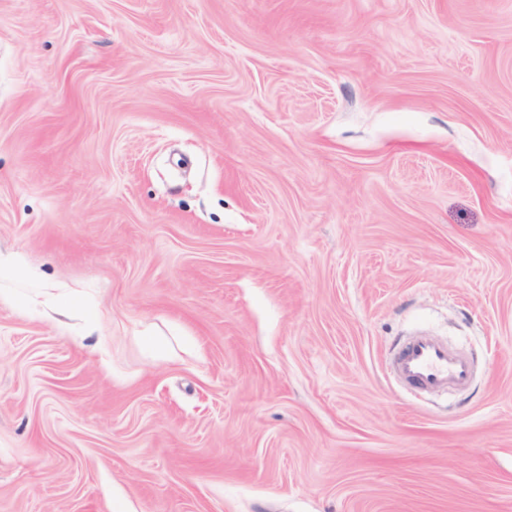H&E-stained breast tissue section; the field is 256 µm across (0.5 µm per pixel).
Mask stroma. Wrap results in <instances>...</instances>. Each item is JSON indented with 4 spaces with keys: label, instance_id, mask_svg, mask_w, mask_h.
Instances as JSON below:
<instances>
[{
    "label": "stroma",
    "instance_id": "obj_1",
    "mask_svg": "<svg viewBox=\"0 0 512 512\" xmlns=\"http://www.w3.org/2000/svg\"><path fill=\"white\" fill-rule=\"evenodd\" d=\"M0 252V512H512V0H0ZM394 378L430 394L464 389L472 371L468 359L435 336H412L390 362Z\"/></svg>",
    "mask_w": 512,
    "mask_h": 512
}]
</instances>
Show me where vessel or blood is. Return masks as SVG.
<instances>
[{
	"label": "vessel or blood",
	"mask_w": 512,
	"mask_h": 512,
	"mask_svg": "<svg viewBox=\"0 0 512 512\" xmlns=\"http://www.w3.org/2000/svg\"><path fill=\"white\" fill-rule=\"evenodd\" d=\"M390 371L400 382L431 394L464 389L472 371L468 359L433 336L410 337L390 362Z\"/></svg>",
	"instance_id": "obj_1"
}]
</instances>
